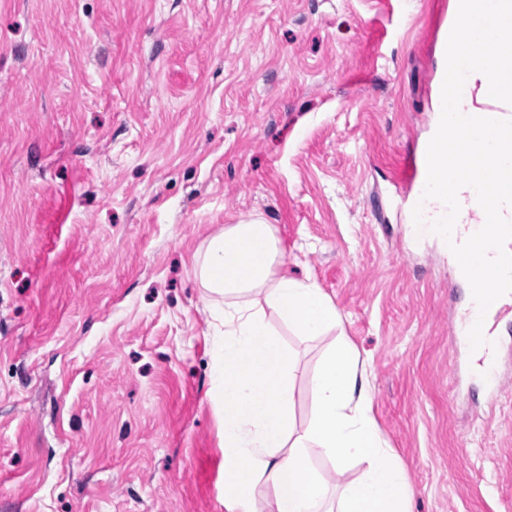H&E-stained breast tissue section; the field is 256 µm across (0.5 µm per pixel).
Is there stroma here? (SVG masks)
Listing matches in <instances>:
<instances>
[{"instance_id":"35a3bbf8","label":"stroma","mask_w":512,"mask_h":512,"mask_svg":"<svg viewBox=\"0 0 512 512\" xmlns=\"http://www.w3.org/2000/svg\"><path fill=\"white\" fill-rule=\"evenodd\" d=\"M452 0H0V512H224L193 255L262 216L367 366L412 512H512V311L491 393L466 290L395 183ZM297 358L294 418L329 337Z\"/></svg>"}]
</instances>
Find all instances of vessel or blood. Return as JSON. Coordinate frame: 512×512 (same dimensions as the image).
Wrapping results in <instances>:
<instances>
[{"instance_id": "b4317fda", "label": "vessel or blood", "mask_w": 512, "mask_h": 512, "mask_svg": "<svg viewBox=\"0 0 512 512\" xmlns=\"http://www.w3.org/2000/svg\"><path fill=\"white\" fill-rule=\"evenodd\" d=\"M472 42L468 33L458 24L449 25L444 35V48L448 57V72L453 78L456 91L465 87L464 59ZM512 86V56L498 57L494 66V81L482 107V123H493L502 129L512 128V95L506 87ZM446 152L443 137L426 140L420 147L417 163L409 167V187L422 192L427 183L447 181L449 171L441 158ZM484 189L481 203H492L497 185L512 182V170L498 169L489 173L486 169L472 170L468 175ZM512 241V222L487 226L468 224L464 229L447 235L448 255L455 258L469 278L478 286L480 314L476 317L461 316L453 322L452 342L471 347L486 338V316L496 309L500 293L512 288V251H503L505 241Z\"/></svg>"}]
</instances>
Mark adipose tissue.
<instances>
[{"instance_id": "obj_1", "label": "adipose tissue", "mask_w": 512, "mask_h": 512, "mask_svg": "<svg viewBox=\"0 0 512 512\" xmlns=\"http://www.w3.org/2000/svg\"><path fill=\"white\" fill-rule=\"evenodd\" d=\"M512 55V16L474 33L467 96L458 110L484 100L494 61ZM502 131L483 126V146L462 131L448 136V167L499 168ZM470 184L429 186L414 214L413 232L433 236L448 208L466 223ZM284 252L271 224L258 215L225 225L194 255L195 277L218 332L213 337L210 397L224 415L226 512H411V488L389 453L371 414L367 368L346 339L330 345L310 379L311 416L294 425L293 373L297 359L271 319L314 339L335 331L341 317L321 288L282 274ZM331 462L315 469L311 455ZM362 463L359 479L343 481L346 467Z\"/></svg>"}]
</instances>
